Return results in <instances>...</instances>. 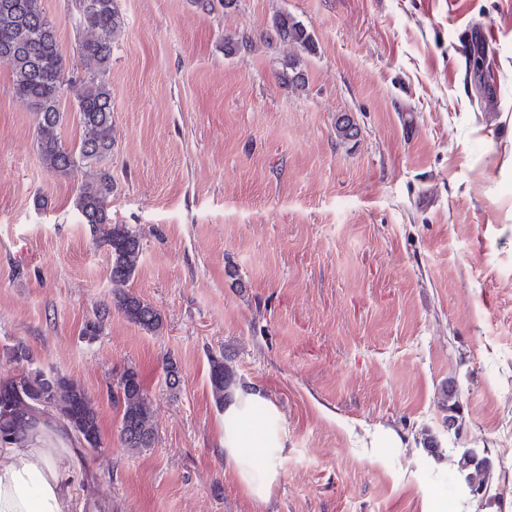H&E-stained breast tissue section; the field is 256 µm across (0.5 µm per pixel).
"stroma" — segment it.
I'll return each mask as SVG.
<instances>
[{"instance_id":"1","label":"stroma","mask_w":512,"mask_h":512,"mask_svg":"<svg viewBox=\"0 0 512 512\" xmlns=\"http://www.w3.org/2000/svg\"><path fill=\"white\" fill-rule=\"evenodd\" d=\"M116 4L108 211L142 239L125 290L158 310L157 333L115 311L82 336L112 302L111 256L73 206L83 174L45 171L36 115L0 64V380L22 372L3 354L20 342L92 398L102 447L72 438L57 460L79 459L80 498L96 512H512V0ZM43 7L78 66L74 0ZM278 15L312 51L276 37ZM295 71L303 85L286 86ZM343 116L356 137L337 138ZM213 355L284 447L266 500L224 461ZM130 367L156 416L136 453L108 397ZM423 428L437 454L416 444ZM466 447L500 477L480 504L445 480Z\"/></svg>"}]
</instances>
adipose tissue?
I'll return each instance as SVG.
<instances>
[{"instance_id":"adipose-tissue-1","label":"adipose tissue","mask_w":512,"mask_h":512,"mask_svg":"<svg viewBox=\"0 0 512 512\" xmlns=\"http://www.w3.org/2000/svg\"><path fill=\"white\" fill-rule=\"evenodd\" d=\"M239 427L224 431V458L251 497L266 499L279 473L282 453L260 420L252 418L247 400L232 405ZM60 451L28 443L0 448V512H73L78 491L77 470L59 468Z\"/></svg>"}]
</instances>
